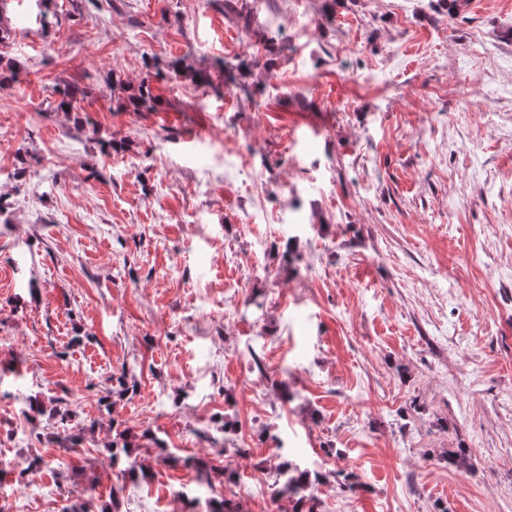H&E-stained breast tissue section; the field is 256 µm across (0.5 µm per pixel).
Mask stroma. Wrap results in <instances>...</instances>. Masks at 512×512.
Returning a JSON list of instances; mask_svg holds the SVG:
<instances>
[{"label": "stroma", "mask_w": 512, "mask_h": 512, "mask_svg": "<svg viewBox=\"0 0 512 512\" xmlns=\"http://www.w3.org/2000/svg\"><path fill=\"white\" fill-rule=\"evenodd\" d=\"M0 29V459L43 461L0 512H207L225 465L278 512L287 461L317 512H512V0H7ZM123 430L148 475L116 497ZM157 96L153 94L150 80H143L137 93L128 98L132 112H151L156 105Z\"/></svg>", "instance_id": "1"}]
</instances>
